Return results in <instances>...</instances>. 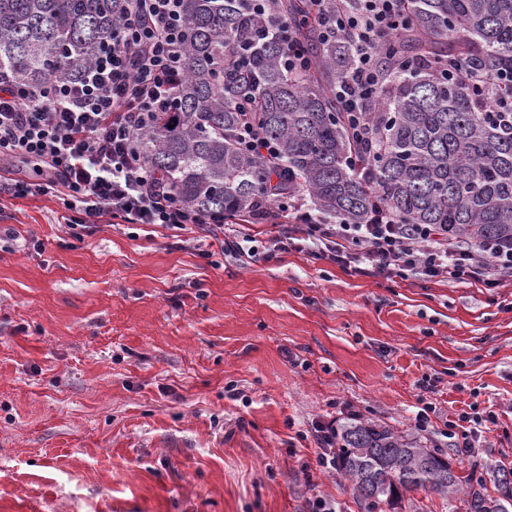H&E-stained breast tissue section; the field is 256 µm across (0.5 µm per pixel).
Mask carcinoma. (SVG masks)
Returning a JSON list of instances; mask_svg holds the SVG:
<instances>
[{"label": "carcinoma", "instance_id": "cac0c4a2", "mask_svg": "<svg viewBox=\"0 0 512 512\" xmlns=\"http://www.w3.org/2000/svg\"><path fill=\"white\" fill-rule=\"evenodd\" d=\"M179 39L187 79L172 111L138 133L147 164L186 206L226 219L266 211L274 172L244 153L237 132L245 96L263 135L279 147L287 188L303 189L325 224H363L378 206L407 224H434L477 246L512 242V122L485 111L466 79L434 66L462 58L486 75L512 69V0H406L409 25L387 49L416 62L400 71L365 113L377 145L360 149L336 100L347 60L306 19V0H279L297 25L311 65H281L280 36L254 41L250 64L224 66V47L261 25L245 0H180ZM124 0H0V68L36 87L69 76L97 56ZM337 469L354 494L377 508L422 487L451 498L462 484L447 460L388 426L354 419L336 437ZM489 468L497 495L470 486L466 512H512V486Z\"/></svg>", "mask_w": 512, "mask_h": 512}]
</instances>
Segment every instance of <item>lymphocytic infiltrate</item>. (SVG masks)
<instances>
[{
  "mask_svg": "<svg viewBox=\"0 0 512 512\" xmlns=\"http://www.w3.org/2000/svg\"><path fill=\"white\" fill-rule=\"evenodd\" d=\"M121 21L105 47L77 77L31 89L0 71V162L32 164L37 177L7 178L13 197L48 196L60 201L71 238L83 240L103 220L161 225L223 226V218L183 205L169 183L147 165L136 135L154 113L166 112L180 93L185 69L173 25L178 0H124ZM312 20L326 40L350 46L352 66L336 83V97L351 118V133L370 143L375 133L363 114L388 83L381 48L404 26L405 0H353L330 10L326 0H310ZM276 0H249L252 14L270 19L286 44L281 57L291 72L307 69L292 22L275 13ZM439 74L468 79L472 92L492 112H511L512 99L498 95L496 82L468 69L444 64ZM279 218L296 224L308 248L325 247L342 264L367 262L374 272L399 276L413 271L427 278L467 279L488 287L512 277V247L487 241L473 249L424 224H405L378 208L366 224H324L301 203H271Z\"/></svg>",
  "mask_w": 512,
  "mask_h": 512,
  "instance_id": "f902f5d3",
  "label": "lymphocytic infiltrate"
}]
</instances>
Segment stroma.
I'll list each match as a JSON object with an SVG mask.
<instances>
[{"label": "stroma", "mask_w": 512, "mask_h": 512, "mask_svg": "<svg viewBox=\"0 0 512 512\" xmlns=\"http://www.w3.org/2000/svg\"><path fill=\"white\" fill-rule=\"evenodd\" d=\"M63 212L0 193V225L44 244L0 242V512H371L317 466L319 419L393 427L475 481L512 467V282L360 273L277 250L275 220L226 225L273 253L246 265L196 228L79 242ZM463 413L478 431L443 436ZM464 499L409 489L380 512Z\"/></svg>", "instance_id": "1"}]
</instances>
